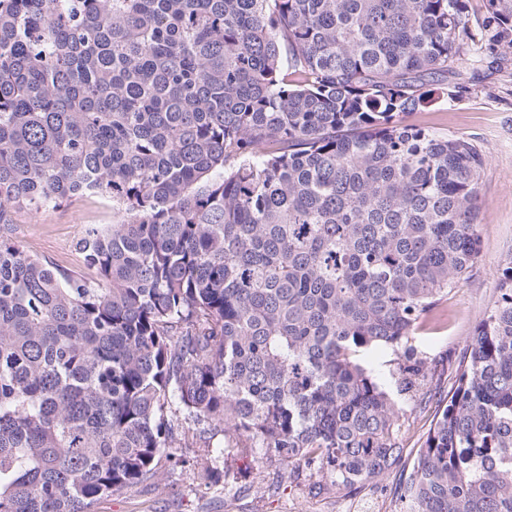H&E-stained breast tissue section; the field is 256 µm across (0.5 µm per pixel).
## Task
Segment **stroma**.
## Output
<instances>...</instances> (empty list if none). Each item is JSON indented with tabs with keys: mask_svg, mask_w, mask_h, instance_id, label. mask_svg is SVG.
Returning <instances> with one entry per match:
<instances>
[{
	"mask_svg": "<svg viewBox=\"0 0 512 512\" xmlns=\"http://www.w3.org/2000/svg\"><path fill=\"white\" fill-rule=\"evenodd\" d=\"M409 123L467 139L484 155L479 195L481 254L467 280L440 303L442 322L418 331L419 352L435 359L432 382L420 397L405 400L396 377L392 351L369 354L368 362L397 404L403 406L401 460L384 474L352 488L325 484L297 468L290 482L277 485L274 468L235 459L229 481L215 480L206 466L181 470L163 465L157 481L104 498L95 512H396L393 491L411 467L431 426L437 406L454 383L451 362L467 348L480 321L498 295V275L512 260V72L482 71L462 101L434 96ZM114 220L109 201L88 195L56 208L19 210L9 227L14 241L30 254L73 275L84 272L76 243L87 227Z\"/></svg>",
	"mask_w": 512,
	"mask_h": 512,
	"instance_id": "35a3bbf8",
	"label": "stroma"
}]
</instances>
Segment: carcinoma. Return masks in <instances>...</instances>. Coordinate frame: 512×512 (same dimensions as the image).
Wrapping results in <instances>:
<instances>
[{"label": "carcinoma", "mask_w": 512, "mask_h": 512, "mask_svg": "<svg viewBox=\"0 0 512 512\" xmlns=\"http://www.w3.org/2000/svg\"><path fill=\"white\" fill-rule=\"evenodd\" d=\"M477 66H459L468 54ZM512 70V0H0V512H94L208 434L352 486L402 456L359 356L478 261L469 141L405 117ZM88 194L94 277L4 233ZM398 512H512V261Z\"/></svg>", "instance_id": "1"}]
</instances>
